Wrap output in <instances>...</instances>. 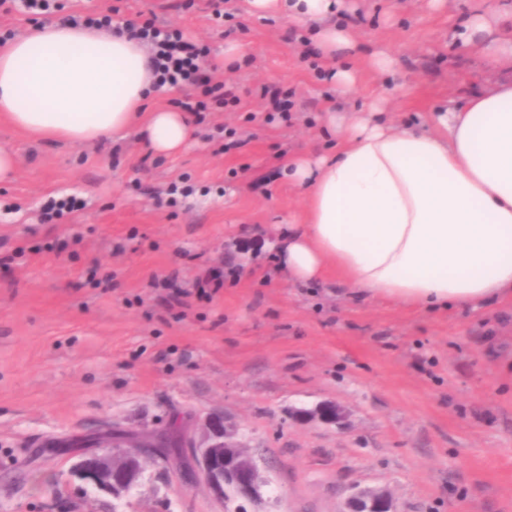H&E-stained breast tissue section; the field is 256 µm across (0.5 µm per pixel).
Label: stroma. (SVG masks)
Returning <instances> with one entry per match:
<instances>
[{
	"instance_id": "obj_1",
	"label": "stroma",
	"mask_w": 512,
	"mask_h": 512,
	"mask_svg": "<svg viewBox=\"0 0 512 512\" xmlns=\"http://www.w3.org/2000/svg\"><path fill=\"white\" fill-rule=\"evenodd\" d=\"M54 16L150 17L206 48L239 105L207 113L173 157L137 130L73 146L0 119L17 156L0 183V512H225L204 483L149 463L121 499L72 474L115 436L229 422L270 481L264 512H342L367 488L396 512H512V301L423 310L358 298L328 277L294 282L278 243L305 208L289 157L335 151L326 107L382 101L424 124L501 72L456 33L478 0H352L355 95L337 93L306 27L224 0H58ZM245 64L227 65L228 44ZM385 52L401 61L375 72ZM287 92L289 113L270 94ZM72 213L48 218L49 202ZM224 273L213 298L197 278ZM189 291L167 312L168 282ZM336 404L343 427L301 420Z\"/></svg>"
}]
</instances>
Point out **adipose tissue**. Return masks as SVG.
I'll use <instances>...</instances> for the list:
<instances>
[{
	"mask_svg": "<svg viewBox=\"0 0 512 512\" xmlns=\"http://www.w3.org/2000/svg\"><path fill=\"white\" fill-rule=\"evenodd\" d=\"M245 2L250 14L306 25L341 61L331 72L338 92H356L354 35L336 21L345 0ZM497 24L481 5L458 35L512 67V36ZM152 82L145 46L109 28L47 20L0 49V112L51 141L94 143L139 120L155 155L179 153L192 128L184 113L148 108ZM325 122L342 132L339 148L288 168L306 192L278 249L293 279L333 272L359 295L427 310L512 299V77L434 108L422 126L394 128L376 104Z\"/></svg>",
	"mask_w": 512,
	"mask_h": 512,
	"instance_id": "ef3b65f1",
	"label": "adipose tissue"
}]
</instances>
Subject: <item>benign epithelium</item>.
<instances>
[{
	"label": "benign epithelium",
	"mask_w": 512,
	"mask_h": 512,
	"mask_svg": "<svg viewBox=\"0 0 512 512\" xmlns=\"http://www.w3.org/2000/svg\"><path fill=\"white\" fill-rule=\"evenodd\" d=\"M315 415L338 426L344 421L337 405L303 413L305 417ZM235 436L236 432L211 422L201 443L182 429L178 435L181 447L172 454H163L144 440H132L127 446L84 456L75 464L73 475L118 500L130 490L147 462L161 460L184 480L203 481L217 499L238 501L234 512H248L247 506L262 499L267 482L257 461ZM344 512H394L393 499L383 490H361L346 498Z\"/></svg>",
	"instance_id": "7a95c632"
}]
</instances>
